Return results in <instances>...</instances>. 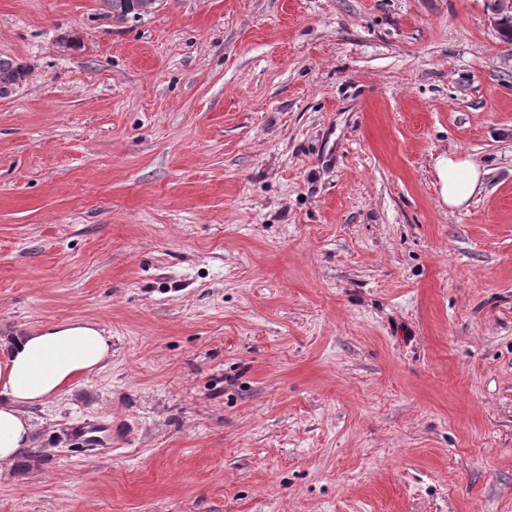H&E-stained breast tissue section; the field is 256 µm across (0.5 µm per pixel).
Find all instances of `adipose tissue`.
I'll list each match as a JSON object with an SVG mask.
<instances>
[{
	"label": "adipose tissue",
	"instance_id": "adipose-tissue-1",
	"mask_svg": "<svg viewBox=\"0 0 512 512\" xmlns=\"http://www.w3.org/2000/svg\"><path fill=\"white\" fill-rule=\"evenodd\" d=\"M436 171L441 200L452 210L466 207L488 174L461 153L440 156ZM111 357L108 337L90 321L48 324L0 339V465L32 447L36 426L30 406L103 369Z\"/></svg>",
	"mask_w": 512,
	"mask_h": 512
}]
</instances>
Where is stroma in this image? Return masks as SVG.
Wrapping results in <instances>:
<instances>
[{
	"label": "stroma",
	"mask_w": 512,
	"mask_h": 512,
	"mask_svg": "<svg viewBox=\"0 0 512 512\" xmlns=\"http://www.w3.org/2000/svg\"><path fill=\"white\" fill-rule=\"evenodd\" d=\"M497 8L0 0V336L112 342L30 407L0 512H512ZM453 151L489 170L462 210ZM441 201L449 209H462L469 203L489 170L463 153L442 155L436 161ZM102 432H106L104 439L98 435ZM73 433L83 443L100 447L103 453L112 451V424L101 423L97 420L88 421L81 427H75Z\"/></svg>",
	"instance_id": "obj_1"
}]
</instances>
